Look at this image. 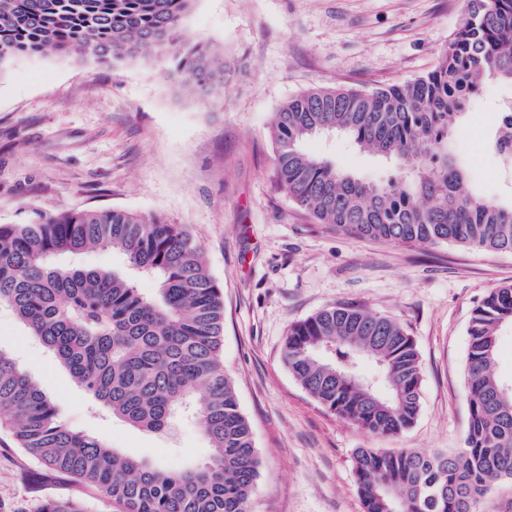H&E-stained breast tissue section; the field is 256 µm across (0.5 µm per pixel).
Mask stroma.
Returning a JSON list of instances; mask_svg holds the SVG:
<instances>
[{"label":"stroma","instance_id":"35a3bbf8","mask_svg":"<svg viewBox=\"0 0 512 512\" xmlns=\"http://www.w3.org/2000/svg\"><path fill=\"white\" fill-rule=\"evenodd\" d=\"M465 0H194L182 38L223 55L228 83L203 105L160 68L57 53L0 68V224L34 212L109 208L185 225L224 297V373L260 458L250 512H364L355 452L460 448L469 425L467 327L490 289L512 283V253L458 244L359 239L318 223L279 185L271 131L277 108L312 87L371 89L426 74L460 26ZM485 86L459 142L488 133ZM359 177L392 166L342 138L311 140ZM473 189L512 197V173L482 147L466 154ZM338 302L397 321L422 366L415 425L380 437L325 409L283 359L292 323ZM0 347L59 407L65 422L111 447L172 469L203 462L208 444L189 419L168 435L97 412L90 396L0 307ZM73 499L119 512L90 486L50 473L0 429V512H40Z\"/></svg>","mask_w":512,"mask_h":512}]
</instances>
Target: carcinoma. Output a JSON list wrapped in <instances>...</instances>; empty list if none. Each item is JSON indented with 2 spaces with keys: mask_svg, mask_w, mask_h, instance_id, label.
Masks as SVG:
<instances>
[{
  "mask_svg": "<svg viewBox=\"0 0 512 512\" xmlns=\"http://www.w3.org/2000/svg\"><path fill=\"white\" fill-rule=\"evenodd\" d=\"M193 0H0V68L47 52L99 62L158 61L163 77L199 101L224 83V60L181 31ZM487 83L512 85V0H467L458 31L430 72L373 89L314 87L282 104L272 140L276 177L322 224L402 245H465L512 253V201L467 187L456 132ZM382 156L395 174L373 181L305 152L325 133ZM486 150L512 167V117ZM119 250L126 275L71 264ZM0 304L52 352L106 413L165 433L187 411L209 443L205 462L172 470L112 448L65 423L57 405L0 348V427L45 468L92 486L125 512H249L258 455L234 386L224 375V303L203 249L185 226L117 209L0 224ZM512 324V284L491 290L470 318L463 447L446 455L360 448L364 512H479L490 482L512 479V396L493 372L497 336ZM375 361L386 394L369 399L359 361ZM284 361L336 415L377 436L413 426L420 411L417 346L395 321L337 303L294 322Z\"/></svg>",
  "mask_w": 512,
  "mask_h": 512,
  "instance_id": "1",
  "label": "carcinoma"
}]
</instances>
